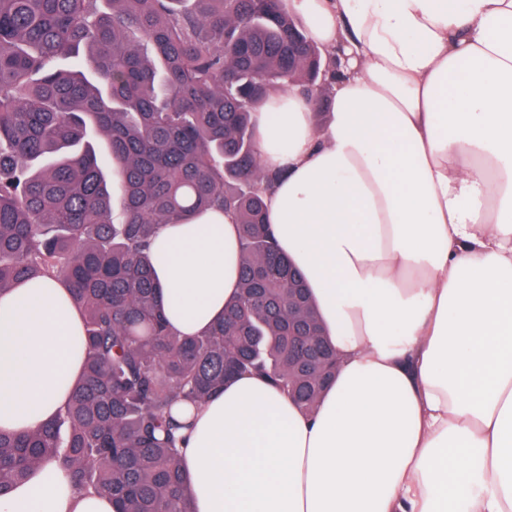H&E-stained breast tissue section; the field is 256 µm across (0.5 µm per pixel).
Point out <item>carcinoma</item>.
Returning a JSON list of instances; mask_svg holds the SVG:
<instances>
[{
    "mask_svg": "<svg viewBox=\"0 0 512 512\" xmlns=\"http://www.w3.org/2000/svg\"><path fill=\"white\" fill-rule=\"evenodd\" d=\"M278 2L0 0V293L55 279L85 325L65 409L39 431L0 432V491L57 458L115 512H193L174 405L251 373L317 409L339 360L319 336L317 363L288 362V328L321 317L266 220L282 173L255 157L253 108L272 89L320 94L326 76ZM224 210L240 291L180 336L154 279L159 226Z\"/></svg>",
    "mask_w": 512,
    "mask_h": 512,
    "instance_id": "1",
    "label": "carcinoma"
}]
</instances>
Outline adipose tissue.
I'll return each instance as SVG.
<instances>
[{"label": "adipose tissue", "instance_id": "adipose-tissue-1", "mask_svg": "<svg viewBox=\"0 0 512 512\" xmlns=\"http://www.w3.org/2000/svg\"><path fill=\"white\" fill-rule=\"evenodd\" d=\"M330 58L329 120L292 88L255 108L267 218L341 361L315 413L263 377L188 425L195 512H512V0H280ZM156 279L193 336L240 279L232 213L162 225ZM51 279L0 293V431L38 430L84 375ZM0 512H113L48 460Z\"/></svg>", "mask_w": 512, "mask_h": 512}]
</instances>
